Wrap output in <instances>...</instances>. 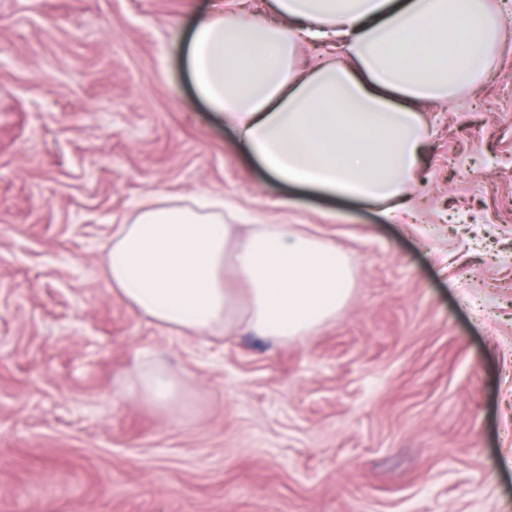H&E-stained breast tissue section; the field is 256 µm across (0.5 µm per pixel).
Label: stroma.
<instances>
[{
    "label": "stroma",
    "instance_id": "stroma-1",
    "mask_svg": "<svg viewBox=\"0 0 512 512\" xmlns=\"http://www.w3.org/2000/svg\"><path fill=\"white\" fill-rule=\"evenodd\" d=\"M213 2L0 0V512H512V42L419 105L399 224L239 152L173 41ZM157 190L334 241L350 298L285 344L157 325L104 283ZM132 391L156 407L168 409L177 401L180 389L173 377L153 370L138 372Z\"/></svg>",
    "mask_w": 512,
    "mask_h": 512
}]
</instances>
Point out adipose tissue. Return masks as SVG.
<instances>
[{
    "label": "adipose tissue",
    "instance_id": "adipose-tissue-1",
    "mask_svg": "<svg viewBox=\"0 0 512 512\" xmlns=\"http://www.w3.org/2000/svg\"><path fill=\"white\" fill-rule=\"evenodd\" d=\"M282 23L197 14L180 45L193 87L222 113L244 153L276 182L411 216L407 185L429 132L415 105L478 87L505 31L491 0H273ZM340 58L300 69L299 41ZM105 284L157 324L188 336L237 325L285 342L335 318L353 271L335 242L288 224L236 225L150 196L106 246ZM232 273L238 288L227 287ZM133 392L158 408L179 384L138 372Z\"/></svg>",
    "mask_w": 512,
    "mask_h": 512
}]
</instances>
